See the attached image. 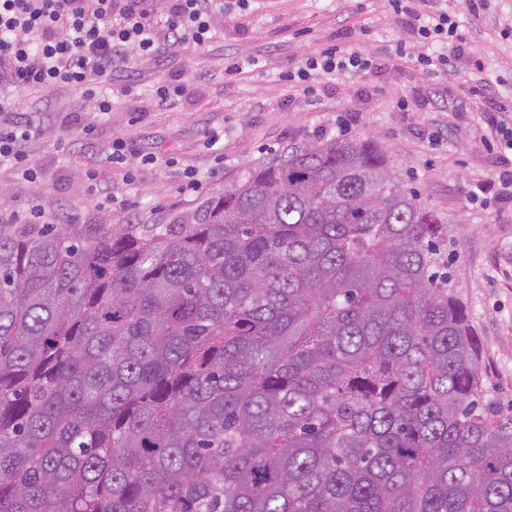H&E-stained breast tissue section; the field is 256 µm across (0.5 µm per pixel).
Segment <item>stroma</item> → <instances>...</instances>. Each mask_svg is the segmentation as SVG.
Returning a JSON list of instances; mask_svg holds the SVG:
<instances>
[{
    "label": "stroma",
    "mask_w": 512,
    "mask_h": 512,
    "mask_svg": "<svg viewBox=\"0 0 512 512\" xmlns=\"http://www.w3.org/2000/svg\"><path fill=\"white\" fill-rule=\"evenodd\" d=\"M449 12L471 39L467 54L500 103L512 102V0H491L476 21L458 0ZM405 34L385 0H226L213 43L135 62L131 78L107 87L112 110L94 111L85 91L61 86L40 103L18 93L12 121L29 124L26 179L0 167V209L41 203L48 224H174L256 165L291 147L329 140H374L399 179L448 226L452 283L482 348L480 371L499 409L512 412V200L478 197L512 168V153L486 136L496 113L466 92L462 73L428 75L395 56ZM355 44L373 57L367 74L312 75L313 93L292 92L287 72L315 51ZM242 69L235 79L225 62ZM188 79L186 96L161 106L162 80ZM126 138L125 164L106 160ZM155 157L142 164L141 155ZM202 187L181 193L186 173Z\"/></svg>",
    "instance_id": "stroma-1"
}]
</instances>
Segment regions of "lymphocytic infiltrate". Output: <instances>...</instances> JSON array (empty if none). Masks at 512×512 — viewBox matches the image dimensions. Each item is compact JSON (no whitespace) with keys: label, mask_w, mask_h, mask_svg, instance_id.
Listing matches in <instances>:
<instances>
[{"label":"lymphocytic infiltrate","mask_w":512,"mask_h":512,"mask_svg":"<svg viewBox=\"0 0 512 512\" xmlns=\"http://www.w3.org/2000/svg\"><path fill=\"white\" fill-rule=\"evenodd\" d=\"M426 0H388L411 34L395 53L431 74L454 69L469 38L444 10ZM224 0H0V114L16 109V92L49 93L58 85L85 89L97 111L112 109L101 87L130 72L133 60H155L184 45L207 47ZM372 59L354 47L331 46L288 73L298 86L308 75L366 73Z\"/></svg>","instance_id":"obj_1"}]
</instances>
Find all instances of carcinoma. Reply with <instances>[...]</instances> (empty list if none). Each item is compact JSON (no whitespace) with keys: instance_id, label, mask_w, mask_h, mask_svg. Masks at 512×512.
Wrapping results in <instances>:
<instances>
[{"instance_id":"obj_1","label":"carcinoma","mask_w":512,"mask_h":512,"mask_svg":"<svg viewBox=\"0 0 512 512\" xmlns=\"http://www.w3.org/2000/svg\"><path fill=\"white\" fill-rule=\"evenodd\" d=\"M447 234L370 139L178 224H0V512H512Z\"/></svg>"}]
</instances>
